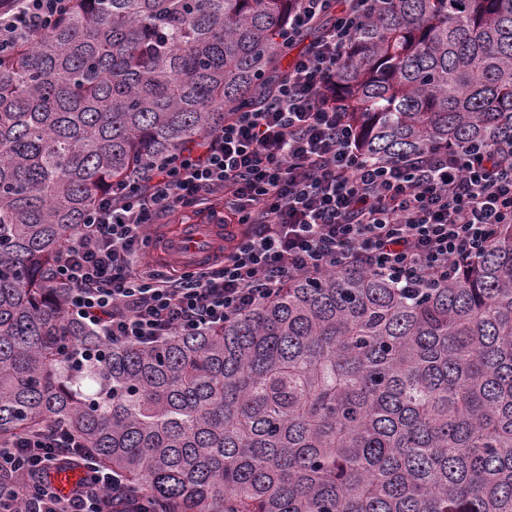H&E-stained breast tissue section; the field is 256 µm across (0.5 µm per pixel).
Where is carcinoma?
Wrapping results in <instances>:
<instances>
[{
    "mask_svg": "<svg viewBox=\"0 0 512 512\" xmlns=\"http://www.w3.org/2000/svg\"><path fill=\"white\" fill-rule=\"evenodd\" d=\"M297 0H75L0 59V440L63 422L152 512H512V224L448 282L364 270L154 348L68 313L107 187L285 71ZM372 161L512 140V0H375L336 70Z\"/></svg>",
    "mask_w": 512,
    "mask_h": 512,
    "instance_id": "1",
    "label": "carcinoma"
}]
</instances>
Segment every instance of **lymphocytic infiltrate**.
<instances>
[{
  "instance_id": "lymphocytic-infiltrate-1",
  "label": "lymphocytic infiltrate",
  "mask_w": 512,
  "mask_h": 512,
  "mask_svg": "<svg viewBox=\"0 0 512 512\" xmlns=\"http://www.w3.org/2000/svg\"><path fill=\"white\" fill-rule=\"evenodd\" d=\"M74 0H0V57L51 30ZM372 0H298L296 37L313 22L322 36L261 103L227 115L178 160H151L139 180L113 186L56 258L72 314L118 344L155 345L198 335L279 295L288 281L363 268L403 288L447 281L512 224V141L474 140L394 161L362 157L359 137L330 89L336 66ZM201 207L226 225L224 249L203 269L142 273L137 260L152 224ZM61 429L0 444V512H16L31 476L40 499L28 512H140L139 489L87 463L60 493L51 471L79 456Z\"/></svg>"
}]
</instances>
